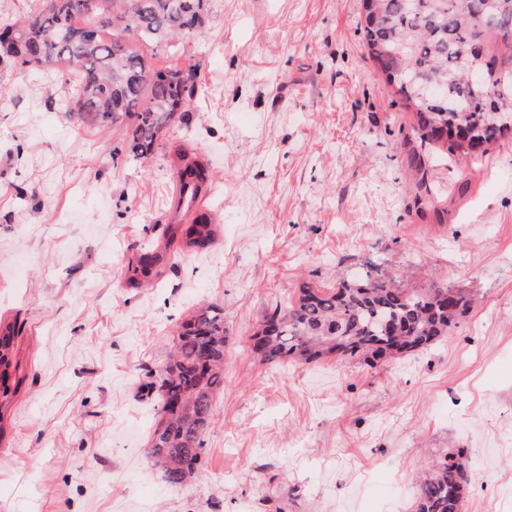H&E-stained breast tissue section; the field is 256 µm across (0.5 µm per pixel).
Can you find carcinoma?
<instances>
[{
    "label": "carcinoma",
    "mask_w": 512,
    "mask_h": 512,
    "mask_svg": "<svg viewBox=\"0 0 512 512\" xmlns=\"http://www.w3.org/2000/svg\"><path fill=\"white\" fill-rule=\"evenodd\" d=\"M208 0H36L23 18L0 20V55L21 68L56 71L77 83L70 111L100 125L129 121L127 153L152 154L160 133L193 99L196 69L156 70L141 47L152 50L198 37ZM363 40L387 85L415 115L416 146L441 147L470 157L512 133V0H362ZM494 36L481 61L466 54L470 42ZM498 71L501 84L476 86L474 65ZM176 211L196 213L191 224L168 227L164 246L143 248L127 265L126 284L159 278L171 257L204 251L215 230L200 208L211 188L208 161L176 149ZM468 307L440 288L401 289L368 275L334 288L304 285L298 297L275 308L253 334V351L268 363L287 359L379 360L431 345ZM15 326L0 321V378L7 377ZM224 318L215 305L182 322L173 351L144 383L160 399L151 456L171 484L200 472L202 435L213 399L224 387ZM470 463L445 454L419 480L415 512H461Z\"/></svg>",
    "instance_id": "cac0c4a2"
}]
</instances>
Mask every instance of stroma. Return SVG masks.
<instances>
[{"instance_id":"stroma-1","label":"stroma","mask_w":512,"mask_h":512,"mask_svg":"<svg viewBox=\"0 0 512 512\" xmlns=\"http://www.w3.org/2000/svg\"><path fill=\"white\" fill-rule=\"evenodd\" d=\"M361 0H209L200 35L156 51L196 67L148 159L124 124L77 123L51 70L0 61V512H415L426 463L470 462L463 512H512V136L421 173L414 116L363 43ZM212 170L217 239L129 288L164 242L177 146ZM474 298L432 347L384 361L266 364L250 338L301 285L365 271ZM224 311L229 364L198 478L150 454L183 320ZM15 336V323L14 325L2 322L0 319V378H6L8 369L10 368L11 361L9 358V347H12V340ZM3 367V370L1 368Z\"/></svg>"}]
</instances>
